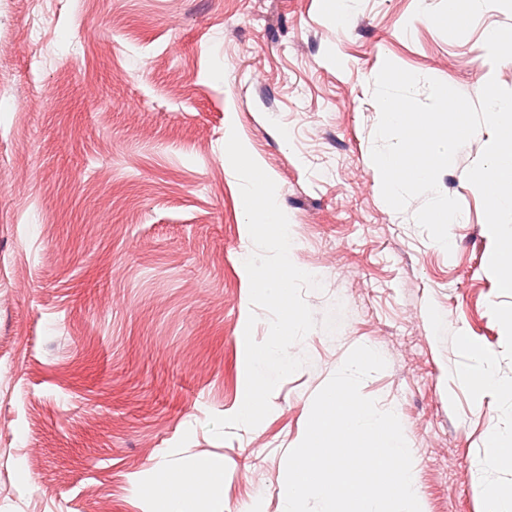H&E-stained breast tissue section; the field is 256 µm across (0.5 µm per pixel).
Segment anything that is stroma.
<instances>
[{
    "label": "stroma",
    "mask_w": 512,
    "mask_h": 512,
    "mask_svg": "<svg viewBox=\"0 0 512 512\" xmlns=\"http://www.w3.org/2000/svg\"><path fill=\"white\" fill-rule=\"evenodd\" d=\"M55 22L26 34L40 13ZM478 101L512 90V0H0V512H157L160 472H221L201 512H284L286 456L351 349L399 418L427 512L512 490V296L466 179L439 177L450 248L381 195L384 60ZM274 180L318 322L255 428L215 439L246 386L254 251L230 132ZM496 398L459 381L475 352Z\"/></svg>",
    "instance_id": "1"
}]
</instances>
